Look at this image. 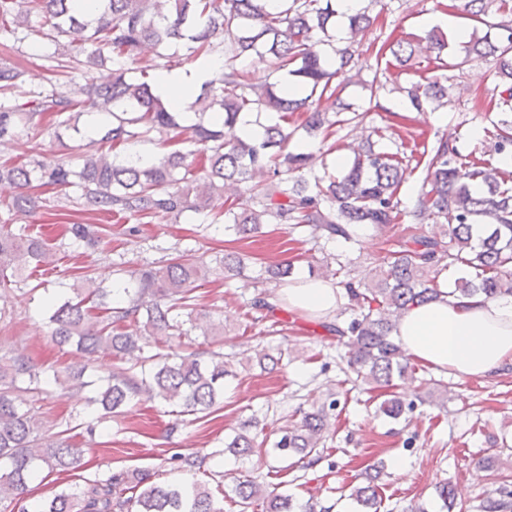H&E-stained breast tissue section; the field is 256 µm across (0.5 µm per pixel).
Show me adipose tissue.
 <instances>
[{"label":"adipose tissue","instance_id":"ef3b65f1","mask_svg":"<svg viewBox=\"0 0 512 512\" xmlns=\"http://www.w3.org/2000/svg\"><path fill=\"white\" fill-rule=\"evenodd\" d=\"M220 65L213 58L189 73L159 72L155 92L175 110L184 111L201 79ZM271 301L288 302L301 315L329 317L345 303L346 290L321 279L300 277ZM396 334L410 360L464 378L485 379L512 370V296H446L410 309Z\"/></svg>","mask_w":512,"mask_h":512}]
</instances>
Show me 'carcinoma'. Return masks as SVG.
Wrapping results in <instances>:
<instances>
[{"label": "carcinoma", "instance_id": "1", "mask_svg": "<svg viewBox=\"0 0 512 512\" xmlns=\"http://www.w3.org/2000/svg\"><path fill=\"white\" fill-rule=\"evenodd\" d=\"M492 0H464L462 12L487 31L465 42L434 27L425 36L440 66L444 54L458 65L472 60L491 64L498 119L491 121L494 147L512 156V18L491 23L484 19ZM94 11L78 9L75 0H0V29L22 42L40 19L41 38L55 45L48 54L56 76L71 79L74 70L112 63L107 82L86 81L71 93L23 91L24 71L0 65V142H10L33 129L47 116L57 126L73 127L87 113L103 116L95 135L102 151L87 156L76 172L62 162L4 161L0 181L21 192L7 205L24 211L25 191L36 186L70 188L79 211L117 223L138 225L159 219L177 221L192 212L208 229L221 224L241 238L262 232L268 224L306 228L315 238L360 244V231L396 223L401 215L400 192L407 171L421 170L428 189L418 195L401 249L383 259L372 284L351 277L347 255H333L335 268L324 276L348 289L349 309L355 317L343 322L320 321L318 326L349 348L348 366L367 383L391 390L377 412L398 421L413 402L392 392L397 382L416 379L417 368L404 358L393 331L407 310L437 300L443 294L442 276L463 272L453 291L496 298L512 295V173L464 154L446 137L422 142L400 155L375 148V143L352 149L353 159L339 169L312 167L313 156L288 150L295 130L288 129L294 114H307L303 128L310 136L355 122L360 113L341 98L344 82H334L354 70L361 56L363 34L373 20L360 10L348 16V38L336 45V0H280L270 10L268 0H91ZM224 37V66L220 76L201 84L189 109L195 120L165 105L154 93L156 59L163 51L182 47L192 59L214 52ZM420 42L387 36L375 50L377 63L404 74L417 72ZM271 59L276 81L258 88L239 67L251 56ZM408 110H436L448 103V77H425L406 88ZM245 113L256 114L258 131L247 139L224 138ZM158 142L168 151L148 162L128 154L133 146ZM206 164L198 169L189 158ZM233 185L239 194L222 212L212 202ZM441 223L437 238L424 230ZM53 262L45 241L21 237L0 225V288L23 282L32 272ZM224 278L242 277L246 257L228 252L220 260ZM293 263L271 262L262 279L284 283ZM207 266L191 254L162 267L146 266L121 278L112 288H100L89 278L49 297L43 304L51 335L60 345L75 347L81 362L63 374L42 377L23 356H0V504L24 495L37 471L66 473L78 468L80 450L66 430L51 435L25 407L20 392L65 396L74 388H91L88 406L118 416L136 398L146 395L166 404L208 416L224 403L225 379L231 372L215 351L188 354L150 350L155 336H186L198 329L216 336V329L200 322L198 287ZM109 351L123 363L100 375L96 356ZM26 381L22 388L18 382ZM328 407L303 414L300 422L281 431L272 444L274 456L295 459L311 468L323 459L320 450L330 428ZM243 425L224 443L239 459L263 446ZM441 512H453L456 493L445 482L436 487ZM232 492L240 512H328L307 501L300 505L278 486L266 490L254 480H237ZM349 499L359 512H378L382 498L369 480L351 489ZM477 512H512V483L503 480L483 495ZM32 512H223L209 483L183 478L158 482L148 470H120L84 489L63 491L33 506Z\"/></svg>", "mask_w": 512, "mask_h": 512}]
</instances>
